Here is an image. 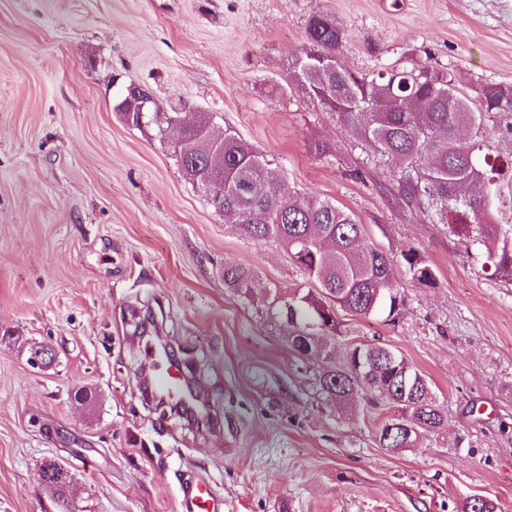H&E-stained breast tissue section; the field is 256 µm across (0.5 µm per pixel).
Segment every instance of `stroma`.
I'll list each match as a JSON object with an SVG mask.
<instances>
[{"instance_id": "obj_1", "label": "stroma", "mask_w": 512, "mask_h": 512, "mask_svg": "<svg viewBox=\"0 0 512 512\" xmlns=\"http://www.w3.org/2000/svg\"><path fill=\"white\" fill-rule=\"evenodd\" d=\"M345 30L352 71L417 60L476 96L512 82V0H0V512H177L185 469L224 512H512V279L430 223L391 165L289 82L312 15ZM146 87L160 111L213 116L286 189L331 200L364 246L414 248L434 286L400 277L397 325L339 312L429 381L446 424L380 448L390 406L349 411L295 357L275 294L302 284L276 243L215 212L156 129L115 110ZM255 276L251 295L224 270ZM170 342L212 421L164 414L141 388L147 337ZM56 355L29 363L33 347ZM72 475L66 501L41 478ZM224 284L230 288H237L243 294H248L254 288L252 273L242 267H226L224 270Z\"/></svg>"}]
</instances>
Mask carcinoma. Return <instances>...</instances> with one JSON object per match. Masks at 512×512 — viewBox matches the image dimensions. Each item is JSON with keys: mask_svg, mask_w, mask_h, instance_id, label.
I'll list each match as a JSON object with an SVG mask.
<instances>
[{"mask_svg": "<svg viewBox=\"0 0 512 512\" xmlns=\"http://www.w3.org/2000/svg\"><path fill=\"white\" fill-rule=\"evenodd\" d=\"M344 41L336 18L313 15L291 81L392 163L401 192L418 201L430 223L479 246L494 273L511 277L512 246L498 245L491 219L503 204L501 173L512 169V155L503 159L492 149V134L512 138V84L484 86L474 101L451 73L414 60L359 76L341 62ZM139 107L126 90L115 110L134 127L158 125L161 137L174 145L181 172L199 190L224 180V196L210 199L215 211L233 219L245 237L277 243L305 275L307 287L273 301L288 325L294 355L328 360L336 354L338 339L349 335L339 309L395 322L405 303L398 274L435 284L433 269L417 250L395 256L378 247L361 248L365 227L354 214L328 199L285 190L272 163L237 135L226 130L224 142L214 143L211 117L202 113L191 122H162L154 101L143 114ZM450 212L467 213L472 223L450 224ZM224 284L247 294L254 288L253 275L226 267ZM319 386L343 406L362 400L371 405L377 395L397 410L376 434L379 446L391 453L414 447L423 433L444 426L425 376L382 344H350L341 362L324 365ZM461 512H499V505L474 495Z\"/></svg>", "mask_w": 512, "mask_h": 512, "instance_id": "obj_1", "label": "carcinoma"}]
</instances>
